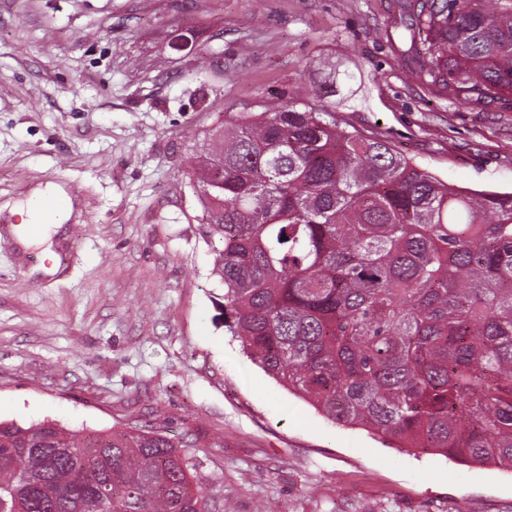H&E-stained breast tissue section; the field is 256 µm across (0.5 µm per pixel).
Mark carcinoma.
<instances>
[{"label": "carcinoma", "mask_w": 512, "mask_h": 512, "mask_svg": "<svg viewBox=\"0 0 512 512\" xmlns=\"http://www.w3.org/2000/svg\"><path fill=\"white\" fill-rule=\"evenodd\" d=\"M414 75L512 110V0H401ZM219 112L187 172L224 326L321 415L512 471V192L457 190L328 104ZM176 442L0 421V512H208Z\"/></svg>", "instance_id": "1"}]
</instances>
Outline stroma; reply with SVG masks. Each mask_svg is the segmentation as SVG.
<instances>
[{
    "label": "stroma",
    "instance_id": "stroma-1",
    "mask_svg": "<svg viewBox=\"0 0 512 512\" xmlns=\"http://www.w3.org/2000/svg\"><path fill=\"white\" fill-rule=\"evenodd\" d=\"M408 47L390 0H0V207L78 200L52 257L0 239V421L191 439L219 512H512V471L386 447L243 354L185 177L217 113L290 92L456 188L512 191V112L437 96Z\"/></svg>",
    "mask_w": 512,
    "mask_h": 512
}]
</instances>
